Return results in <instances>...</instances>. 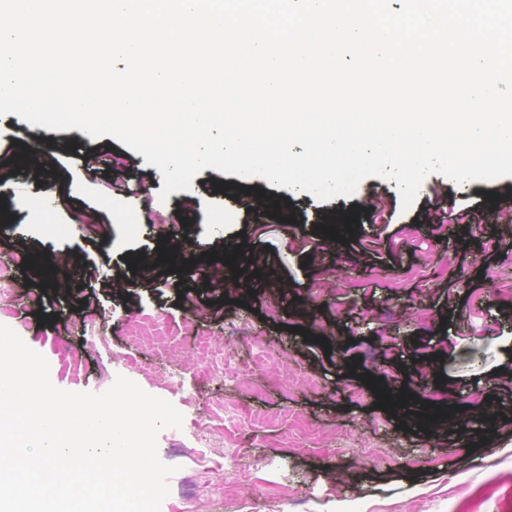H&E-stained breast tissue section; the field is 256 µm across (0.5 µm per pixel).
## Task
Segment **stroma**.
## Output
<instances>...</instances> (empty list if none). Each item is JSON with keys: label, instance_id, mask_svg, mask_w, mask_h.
Returning <instances> with one entry per match:
<instances>
[{"label": "stroma", "instance_id": "stroma-1", "mask_svg": "<svg viewBox=\"0 0 512 512\" xmlns=\"http://www.w3.org/2000/svg\"><path fill=\"white\" fill-rule=\"evenodd\" d=\"M28 127L0 117V172L14 174L0 195L15 202L0 230V325L45 357L59 389L99 394L117 372L182 413L157 440L174 469L160 512H330L339 499L354 512H512V212L486 221L491 182L433 174L406 210L396 181L371 176L347 197L294 193L296 221L271 223L226 198L214 168L160 200L156 166L77 128L58 191L44 151L23 160L7 146ZM372 199L389 225L366 214ZM453 205L469 221L439 227L438 207ZM329 214L357 218L356 236L339 246L315 233ZM42 220L80 234L44 238ZM162 241L193 277L137 267ZM228 241L244 246L241 275L207 259ZM26 251L55 280L22 271ZM292 327L303 335L282 345ZM201 334L223 372L194 357ZM345 361L374 387L345 376ZM396 389L455 403L469 425L490 404L497 417L465 439L417 434L378 406Z\"/></svg>", "mask_w": 512, "mask_h": 512}]
</instances>
